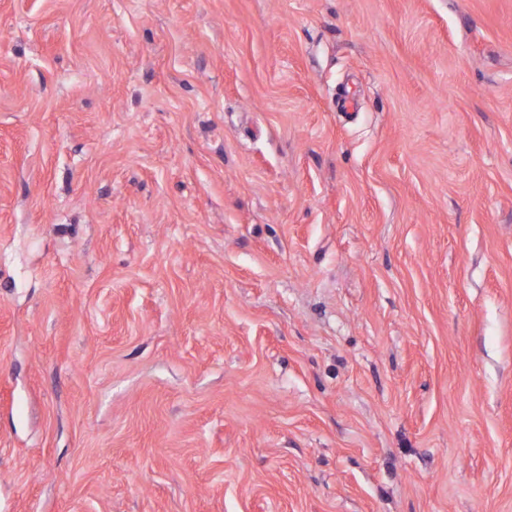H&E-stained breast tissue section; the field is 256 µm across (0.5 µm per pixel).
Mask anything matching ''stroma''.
Listing matches in <instances>:
<instances>
[{
  "label": "stroma",
  "mask_w": 512,
  "mask_h": 512,
  "mask_svg": "<svg viewBox=\"0 0 512 512\" xmlns=\"http://www.w3.org/2000/svg\"><path fill=\"white\" fill-rule=\"evenodd\" d=\"M0 512H512V0H0Z\"/></svg>",
  "instance_id": "stroma-1"
}]
</instances>
